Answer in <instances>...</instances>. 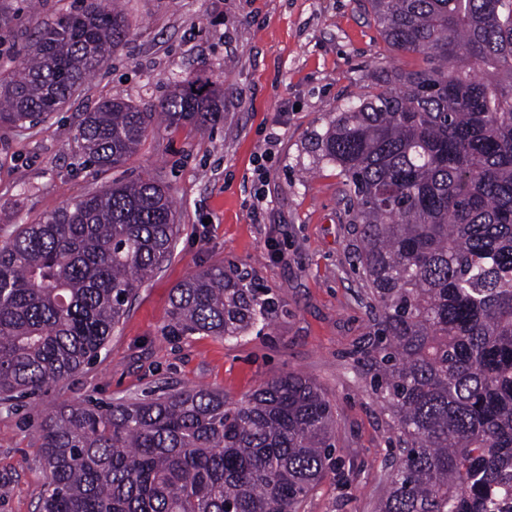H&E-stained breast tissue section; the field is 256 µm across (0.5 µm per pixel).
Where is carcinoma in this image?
I'll return each mask as SVG.
<instances>
[{"instance_id": "obj_1", "label": "carcinoma", "mask_w": 512, "mask_h": 512, "mask_svg": "<svg viewBox=\"0 0 512 512\" xmlns=\"http://www.w3.org/2000/svg\"><path fill=\"white\" fill-rule=\"evenodd\" d=\"M0 72V128L45 121L126 39L120 0H79ZM384 42L422 57L338 113L321 140L350 203L374 331L366 386L397 433L375 512H512V0H367ZM224 111L200 79L155 112L113 97L78 148L115 169L149 132ZM153 175L112 184L0 240V400L34 396L105 347L179 227ZM278 299L249 273L200 269L172 292L177 336L249 335ZM333 405L301 374L248 398L192 386L63 403L39 425L40 512H300L333 464Z\"/></svg>"}]
</instances>
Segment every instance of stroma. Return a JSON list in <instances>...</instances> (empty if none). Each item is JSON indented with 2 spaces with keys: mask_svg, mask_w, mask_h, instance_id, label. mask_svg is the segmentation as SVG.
<instances>
[{
  "mask_svg": "<svg viewBox=\"0 0 512 512\" xmlns=\"http://www.w3.org/2000/svg\"><path fill=\"white\" fill-rule=\"evenodd\" d=\"M124 9L127 41L63 110L35 126L0 128V240L145 172L169 185L179 234L171 260L95 360L34 398L0 401V512H37L47 488L39 423L63 402L195 385L237 401L288 373L316 380L336 417L337 465L301 512H374L389 419L352 367L370 314L350 263L356 235L342 178L320 141L381 71L422 60L388 48L365 0H125ZM191 77L224 91V111L206 130H153L113 170L79 151L82 112L114 96L150 112ZM220 263L269 288L280 316L238 339L171 334L173 288Z\"/></svg>",
  "mask_w": 512,
  "mask_h": 512,
  "instance_id": "stroma-1",
  "label": "stroma"
}]
</instances>
